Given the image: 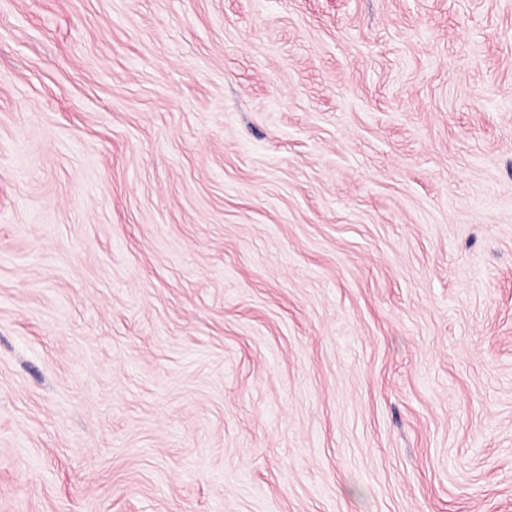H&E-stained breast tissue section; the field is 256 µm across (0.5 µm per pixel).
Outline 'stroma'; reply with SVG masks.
<instances>
[{
  "mask_svg": "<svg viewBox=\"0 0 512 512\" xmlns=\"http://www.w3.org/2000/svg\"><path fill=\"white\" fill-rule=\"evenodd\" d=\"M0 512H512V0H0Z\"/></svg>",
  "mask_w": 512,
  "mask_h": 512,
  "instance_id": "1",
  "label": "stroma"
}]
</instances>
